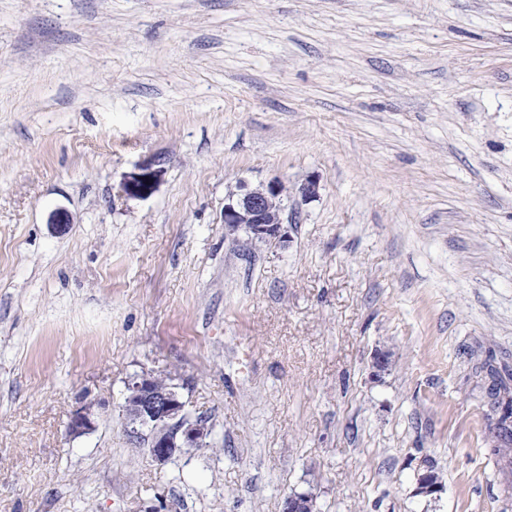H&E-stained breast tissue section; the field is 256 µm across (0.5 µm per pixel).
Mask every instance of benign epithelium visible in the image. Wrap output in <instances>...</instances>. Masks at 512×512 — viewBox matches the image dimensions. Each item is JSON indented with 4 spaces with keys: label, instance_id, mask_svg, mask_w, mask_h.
<instances>
[{
    "label": "benign epithelium",
    "instance_id": "benign-epithelium-1",
    "mask_svg": "<svg viewBox=\"0 0 512 512\" xmlns=\"http://www.w3.org/2000/svg\"><path fill=\"white\" fill-rule=\"evenodd\" d=\"M163 170L143 164L131 171L123 189L136 199L149 197L158 187ZM282 185L272 181L255 188L242 189L224 203V231L239 230L247 234V242L279 241L288 238L282 218ZM127 395L122 405L124 430L129 441L137 445L149 441L152 460L164 465L191 448L207 446L210 435L205 418L192 416L186 409L179 386L169 374L142 372L127 383ZM95 427L93 406L85 404L70 418L69 433L83 435ZM443 483L437 472L427 469L417 479L416 493L432 496L441 492ZM281 512H313V496L292 494L284 498Z\"/></svg>",
    "mask_w": 512,
    "mask_h": 512
}]
</instances>
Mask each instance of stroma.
Segmentation results:
<instances>
[{"label":"stroma","mask_w":512,"mask_h":512,"mask_svg":"<svg viewBox=\"0 0 512 512\" xmlns=\"http://www.w3.org/2000/svg\"><path fill=\"white\" fill-rule=\"evenodd\" d=\"M272 180L288 239L242 247L225 200ZM484 361L512 370V0H0V512H512ZM144 370L207 447L130 443ZM162 169L152 164H143L131 171L125 179L123 189L127 196L136 199L149 197L158 187ZM93 406L84 404L70 418L69 433L72 435H83L92 431L95 427L93 420Z\"/></svg>","instance_id":"1"}]
</instances>
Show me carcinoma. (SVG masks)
I'll return each mask as SVG.
<instances>
[{"instance_id":"carcinoma-1","label":"carcinoma","mask_w":512,"mask_h":512,"mask_svg":"<svg viewBox=\"0 0 512 512\" xmlns=\"http://www.w3.org/2000/svg\"><path fill=\"white\" fill-rule=\"evenodd\" d=\"M479 369L488 378L486 420L492 443L490 451L500 459H507L512 455V386L496 369L485 365Z\"/></svg>"}]
</instances>
